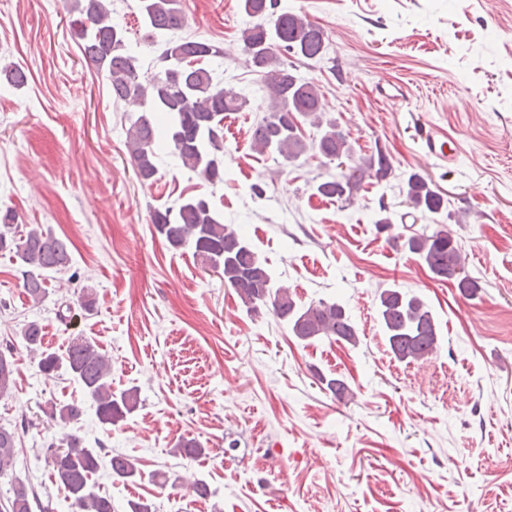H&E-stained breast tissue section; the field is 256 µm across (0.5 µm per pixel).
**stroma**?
I'll list each match as a JSON object with an SVG mask.
<instances>
[{"instance_id":"stroma-1","label":"stroma","mask_w":512,"mask_h":512,"mask_svg":"<svg viewBox=\"0 0 512 512\" xmlns=\"http://www.w3.org/2000/svg\"><path fill=\"white\" fill-rule=\"evenodd\" d=\"M139 0H112L114 20L142 71L156 53ZM322 27L324 60H295L318 85L326 117L352 146L355 164L386 154L383 181L364 177L350 203L317 185L338 175L315 151L294 163L257 152L259 76L240 50L251 20L240 0H182L184 36L224 52L217 75L251 106L224 121V182L212 186L168 152L153 183H140L126 147L125 103L88 65L69 26L67 0H0V210L21 225L69 240V271L49 274L33 304L23 268L0 255V350L14 349L16 385L0 397V426L16 432L14 476L33 483L34 512H69L44 462L49 444L75 434L86 447L136 456L144 479L94 477L116 512L131 500L155 512H512V0H281ZM27 74L17 87L4 68ZM456 139L454 165H435L424 131ZM416 173L447 203L439 215L408 211L400 186ZM202 195L265 259L298 303L336 300L358 347L299 343L271 311L248 315L220 273L192 249H169L153 209ZM391 228L375 226L382 209ZM448 225L473 296L432 279L398 237ZM386 288L419 293L440 328L438 350L394 360L376 298ZM96 299L92 315L80 306ZM73 317L60 321L59 305ZM37 322L46 349L87 336L112 360V388L139 387L136 410L102 426L80 385L47 374L22 344ZM340 377L336 400L321 377ZM82 406L62 424L46 401ZM196 438L204 456L174 455ZM179 476L159 488L148 472ZM208 497L192 490L196 481Z\"/></svg>"}]
</instances>
